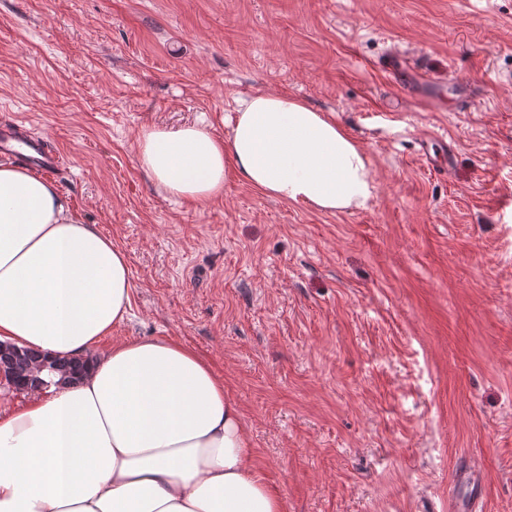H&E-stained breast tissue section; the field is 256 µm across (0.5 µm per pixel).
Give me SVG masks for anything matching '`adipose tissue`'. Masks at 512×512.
<instances>
[{
  "label": "adipose tissue",
  "mask_w": 512,
  "mask_h": 512,
  "mask_svg": "<svg viewBox=\"0 0 512 512\" xmlns=\"http://www.w3.org/2000/svg\"><path fill=\"white\" fill-rule=\"evenodd\" d=\"M137 160L166 197L196 203L233 176L326 213L362 209L375 190L363 145L280 93L239 100L224 141L202 121L144 127ZM131 290L111 237L54 181L0 159V342L88 362L73 381L42 370L27 405L0 415V512H284L204 358L153 338L97 349Z\"/></svg>",
  "instance_id": "ef3b65f1"
}]
</instances>
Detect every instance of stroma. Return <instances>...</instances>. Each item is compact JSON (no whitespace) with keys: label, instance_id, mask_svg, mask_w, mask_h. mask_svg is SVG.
<instances>
[{"label":"stroma","instance_id":"35a3bbf8","mask_svg":"<svg viewBox=\"0 0 512 512\" xmlns=\"http://www.w3.org/2000/svg\"><path fill=\"white\" fill-rule=\"evenodd\" d=\"M393 53L428 84L396 82ZM259 90L365 147V209L233 177L205 203L156 190L142 127L224 140ZM2 119L71 160L56 183L128 258L99 348L204 357L285 512H448L464 459L482 512H512V0H0Z\"/></svg>","mask_w":512,"mask_h":512}]
</instances>
